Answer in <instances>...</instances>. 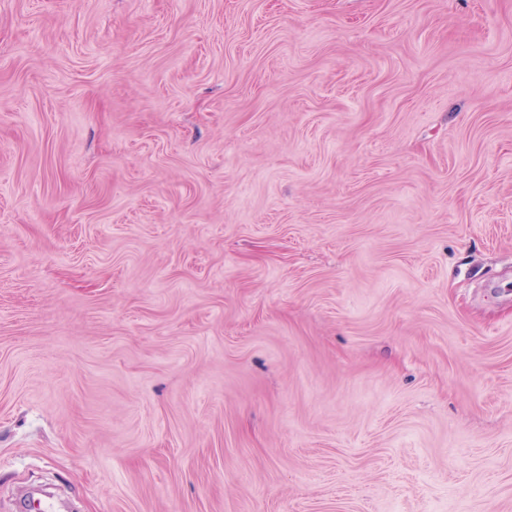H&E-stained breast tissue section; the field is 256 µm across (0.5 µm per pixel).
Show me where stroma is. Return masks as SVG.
I'll list each match as a JSON object with an SVG mask.
<instances>
[{
	"label": "stroma",
	"mask_w": 512,
	"mask_h": 512,
	"mask_svg": "<svg viewBox=\"0 0 512 512\" xmlns=\"http://www.w3.org/2000/svg\"><path fill=\"white\" fill-rule=\"evenodd\" d=\"M512 512V0H0V512Z\"/></svg>",
	"instance_id": "35a3bbf8"
}]
</instances>
